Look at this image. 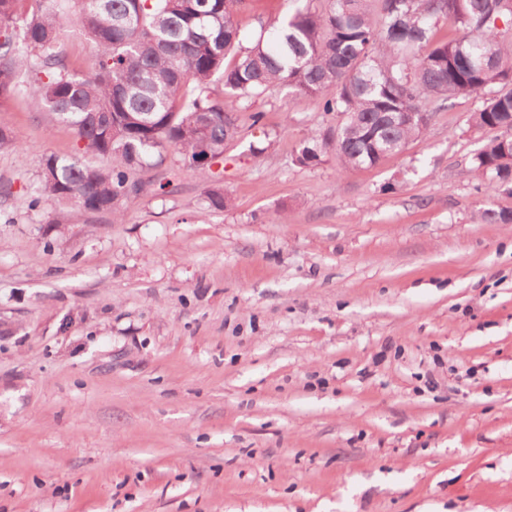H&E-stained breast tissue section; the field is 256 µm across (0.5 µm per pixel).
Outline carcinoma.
Masks as SVG:
<instances>
[{"label": "carcinoma", "mask_w": 512, "mask_h": 512, "mask_svg": "<svg viewBox=\"0 0 512 512\" xmlns=\"http://www.w3.org/2000/svg\"><path fill=\"white\" fill-rule=\"evenodd\" d=\"M245 3L0 0V107L22 89L106 160L45 156L32 206L53 200L117 220L151 186L135 171L172 149L204 173L239 134L235 105L275 87L318 96L342 117L336 131L300 142L304 167L329 151L345 171L378 165L425 131L430 99L482 94L472 125L512 130V0H327L263 26L243 48L234 16ZM70 9L96 48L85 76L60 42ZM443 18L455 39H434ZM217 75L225 101L208 93ZM473 169L490 186L512 184V139L486 144Z\"/></svg>", "instance_id": "obj_1"}]
</instances>
